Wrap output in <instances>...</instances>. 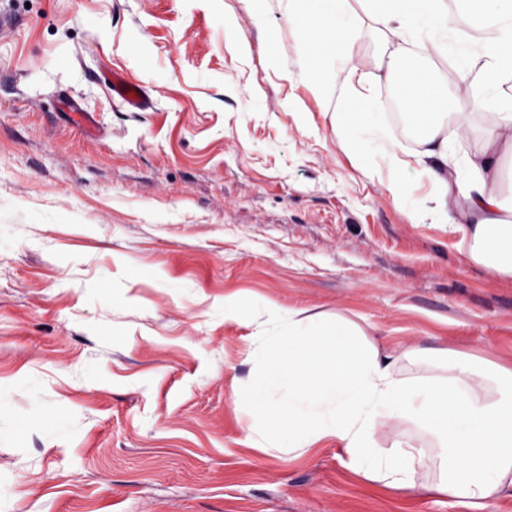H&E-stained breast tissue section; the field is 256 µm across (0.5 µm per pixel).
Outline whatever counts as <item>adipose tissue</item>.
Here are the masks:
<instances>
[{
	"instance_id": "1",
	"label": "adipose tissue",
	"mask_w": 512,
	"mask_h": 512,
	"mask_svg": "<svg viewBox=\"0 0 512 512\" xmlns=\"http://www.w3.org/2000/svg\"><path fill=\"white\" fill-rule=\"evenodd\" d=\"M290 2L286 21L316 94L336 100V137L356 167L372 163L367 131L406 127L410 139L393 142L387 193L419 214L413 177L430 174L434 220L450 225L469 257L512 277V224L487 189L502 177L496 145L512 149V0ZM365 38L375 50L362 64L354 48ZM441 66L465 86L471 111H440ZM385 85L398 89V111L382 97ZM469 128L489 131L481 149H460ZM250 355L256 372L234 396L249 447L295 458L333 445L367 484L469 507L512 489V368L451 349L386 352L343 314L294 306L269 311ZM389 418L412 433L379 438Z\"/></svg>"
}]
</instances>
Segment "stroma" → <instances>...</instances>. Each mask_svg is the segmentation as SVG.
Instances as JSON below:
<instances>
[{"label": "stroma", "mask_w": 512, "mask_h": 512, "mask_svg": "<svg viewBox=\"0 0 512 512\" xmlns=\"http://www.w3.org/2000/svg\"><path fill=\"white\" fill-rule=\"evenodd\" d=\"M282 10L259 27L243 0H0V202L20 211L0 245V512H470L366 485L332 447L244 442L233 396L261 331L228 298L512 367V278L395 205L391 137L356 169ZM115 71L147 109L112 99ZM44 209L60 222L31 223ZM268 304H253L252 306H242L237 301L225 299L224 301V317L227 320L235 322L252 321L255 310L257 308H268Z\"/></svg>", "instance_id": "35a3bbf8"}]
</instances>
